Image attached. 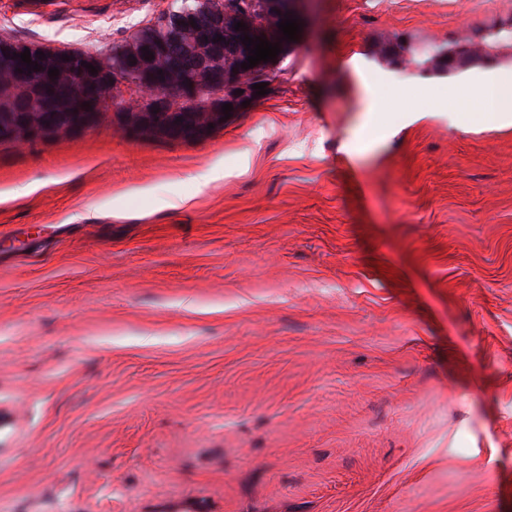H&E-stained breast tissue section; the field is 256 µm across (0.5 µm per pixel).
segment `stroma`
<instances>
[{
	"mask_svg": "<svg viewBox=\"0 0 512 512\" xmlns=\"http://www.w3.org/2000/svg\"><path fill=\"white\" fill-rule=\"evenodd\" d=\"M171 3L0 0V37L94 51ZM295 11L204 139L0 145V192L43 184L0 204V512H512V125L450 120L512 69V0ZM378 74L405 94L352 159Z\"/></svg>",
	"mask_w": 512,
	"mask_h": 512,
	"instance_id": "35a3bbf8",
	"label": "stroma"
}]
</instances>
